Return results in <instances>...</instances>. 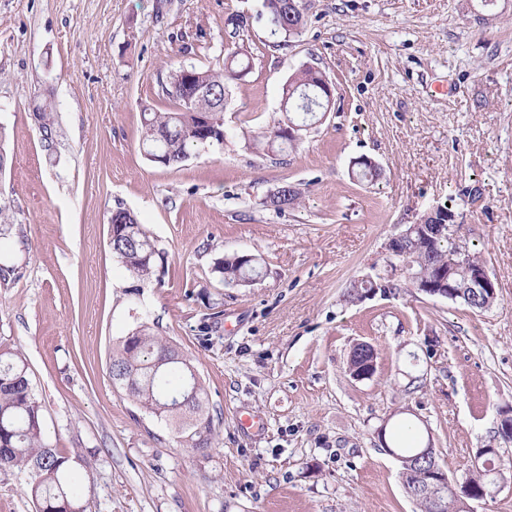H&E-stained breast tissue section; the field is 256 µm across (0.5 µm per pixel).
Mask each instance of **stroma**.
Masks as SVG:
<instances>
[{
  "label": "stroma",
  "instance_id": "stroma-1",
  "mask_svg": "<svg viewBox=\"0 0 512 512\" xmlns=\"http://www.w3.org/2000/svg\"><path fill=\"white\" fill-rule=\"evenodd\" d=\"M306 23L274 34L263 0H0V349L19 352L51 442L75 458L84 512H420L378 431L404 420L449 477L512 407V0H304ZM223 143L181 167L142 148L144 108L172 103L170 63L220 69ZM335 88L297 151L257 148L300 66ZM59 123L45 149L33 114ZM366 156L382 169L353 179ZM299 207H262L282 183ZM450 204L482 254L495 302L473 311L411 288L351 302L387 270L386 243ZM134 212L164 257L127 294L109 245L114 210ZM256 255L262 276L228 286L218 259ZM189 357L216 428L206 454L179 447L109 377L141 322ZM376 371L354 379L353 347ZM256 419L252 429L243 418Z\"/></svg>",
  "mask_w": 512,
  "mask_h": 512
}]
</instances>
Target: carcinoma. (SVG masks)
I'll list each match as a JSON object with an SVG mask.
<instances>
[{
    "mask_svg": "<svg viewBox=\"0 0 512 512\" xmlns=\"http://www.w3.org/2000/svg\"><path fill=\"white\" fill-rule=\"evenodd\" d=\"M303 0H270L266 5L269 21L277 33L286 38L296 36L304 26L300 11ZM247 54L238 48L228 53L220 70L195 69L192 111L182 112L181 72L183 65L170 67L165 94L174 102L175 109L143 112L142 144L163 151L167 166L179 167L195 146L193 129L201 115L224 116L227 84L249 69L244 62ZM313 70L299 68L287 80L283 96L287 97V111L272 119L265 130L254 135L258 143L270 146L278 142L276 131L285 121L298 125L316 117L313 111L299 109L302 91H312ZM41 140L50 148L57 136L54 107L46 103L34 113ZM352 175L360 181L375 182L382 170L369 164L356 165ZM129 220L124 228L128 238H117L110 244L113 255L132 280L131 293L136 295L141 284L156 274L162 254L156 249L144 225L135 216L125 213ZM462 224H445L438 235H429L417 228L405 238L403 249L409 264L408 271L433 276L448 267V252L455 247L456 236ZM224 282L247 287L255 282L261 271L256 257L234 254L224 257L218 266ZM109 374L113 383L125 390L132 401L144 412L156 417L178 421L175 427L178 443L204 453L212 447L215 426L206 406V389L190 359L163 336L152 331L146 323L138 325L120 341L112 353ZM423 443L415 434L396 446V451L409 465L414 464L415 448ZM72 457L48 442L45 434L41 405L33 393L27 366L22 356L11 350H0V470L17 469L28 476L27 492L34 506L41 512H70L80 509L79 492L72 479ZM511 471L501 458L493 460V467L476 468L466 472L462 481L470 484L474 493L491 494L498 487L492 472Z\"/></svg>",
    "mask_w": 512,
    "mask_h": 512,
    "instance_id": "1",
    "label": "carcinoma"
}]
</instances>
